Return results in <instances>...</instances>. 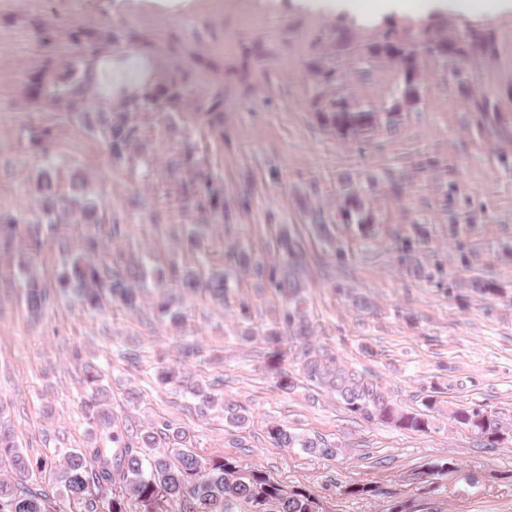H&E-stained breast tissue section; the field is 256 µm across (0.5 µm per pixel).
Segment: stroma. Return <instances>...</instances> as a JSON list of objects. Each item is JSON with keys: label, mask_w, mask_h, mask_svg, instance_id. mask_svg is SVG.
Segmentation results:
<instances>
[{"label": "stroma", "mask_w": 512, "mask_h": 512, "mask_svg": "<svg viewBox=\"0 0 512 512\" xmlns=\"http://www.w3.org/2000/svg\"><path fill=\"white\" fill-rule=\"evenodd\" d=\"M446 20L495 32L498 54L474 65L471 85L498 99L499 122L512 129V14ZM429 22L394 11L361 17L330 0H0V213L30 216L42 167H54L64 185L73 171L85 175L103 221L41 226L32 269L49 284L65 261L57 238L77 248L88 236L106 239L111 222L125 224L124 248L151 268L178 257L221 269L235 244L273 264L274 227L283 225L307 244L308 308L320 341L386 384L403 407L437 384L449 401L512 414V137L478 126L457 84L442 80L431 60L411 105L401 102L404 74L393 63L359 61L383 28L418 34ZM346 40L354 53L344 51ZM76 51L88 67L130 71L141 63L154 81L184 83L177 108L129 114L137 140L122 162L72 113L45 106L31 82L47 69L65 77ZM312 58L340 75L322 93L377 109L372 127L344 140L322 122ZM218 96L213 120L206 110ZM394 106L398 115L388 116ZM200 172L223 186V212L185 206L184 187ZM346 176L374 217L371 233L338 213ZM316 210L332 239L317 232ZM199 223L203 237L186 249L184 230ZM405 254L445 276L412 278ZM463 255L499 294L458 296L469 270L448 259ZM228 283L225 305L192 300L178 330L150 310H90L70 293L34 321L15 253H0V400L23 451L35 461L85 445L82 364L90 361L104 370L118 417L174 420L194 434L201 459L231 456L309 487L327 512H389L400 500L415 512H512V446L482 448L444 423L421 433L354 419L330 396L281 391L265 372L262 342L235 335L240 302L257 324L279 303L236 271ZM337 284L370 295L377 310L353 314L334 293ZM188 340L209 347L188 364L193 380L223 376L224 393L249 409V425L236 435L225 433L222 414L201 412L196 400L156 383V355L176 357ZM130 349L139 351L138 365L126 362ZM132 390L139 404L128 402ZM272 419L338 444L341 455L273 446ZM441 459L455 471L437 477V493H422L413 474ZM353 483L380 493L347 495Z\"/></svg>", "instance_id": "35a3bbf8"}]
</instances>
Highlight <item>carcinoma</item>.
Segmentation results:
<instances>
[{
    "label": "carcinoma",
    "mask_w": 512,
    "mask_h": 512,
    "mask_svg": "<svg viewBox=\"0 0 512 512\" xmlns=\"http://www.w3.org/2000/svg\"><path fill=\"white\" fill-rule=\"evenodd\" d=\"M369 53L371 58L387 59L403 70L402 94L408 102L418 98L420 63L426 57L435 62L440 76L454 81L465 93L468 111L477 114L478 125L485 124L491 113L499 115L498 104L490 96L470 94L473 64L497 53L491 31L470 28L462 33H445L435 27L427 30L424 47L416 49L408 33L391 28L369 47ZM33 83L43 100L55 106H72L79 91V85L47 73L35 76ZM183 94L180 81L166 80L135 97L130 110L152 112L163 102L174 108ZM320 114L344 138L358 134L375 121L374 109L346 98L325 102ZM81 120L88 129L101 134L107 151L115 159L124 157L135 140L136 129L125 112H85ZM36 188L41 193L39 213L32 220L29 249L17 262L18 270L25 275L24 302L30 315H41L53 304L55 292L68 290L74 291L90 309L99 310L113 303L139 311L151 275L160 284L150 302L151 312L175 327L183 321L180 305L184 299L207 295L218 303L226 300L228 284L224 270L206 269L198 262L170 261L150 271L141 258L119 246L126 229L116 222L108 228V239L113 243L109 251L90 236L75 253L68 238L59 237L56 245L66 257L65 266L54 287H48L31 270L32 256L41 246L39 224H99L101 219L97 205L86 196L82 176L77 173L70 177L69 190L61 192L55 169L44 168L37 174ZM342 196V217L368 231L372 217L364 211L358 192L346 183ZM186 199L201 210L224 209V191L203 175L197 177ZM19 223L20 219L13 215L0 214V252L13 248ZM273 248L282 257L277 265H269L238 246L229 248L225 257L239 273L251 277L257 287L267 286L280 298L281 309L259 332L247 324L251 311L247 304H241L243 326L238 330L241 342L250 343L258 338L264 343L266 369L277 388L293 393L302 387L310 391L309 397L313 399L330 394L354 417L380 420L414 432L428 431L443 411L442 395L447 390L434 385L420 397V407L405 409L384 385L335 355L315 336L307 307L301 242L285 229L275 237ZM468 287L481 296L499 292L480 272L469 276ZM343 295L347 306L358 314L377 307L368 296L352 289L344 290ZM290 343L299 346L291 364L286 362V346ZM155 379L160 385L180 387L198 400V407L204 412L220 410L227 430L239 431L249 423L247 407L218 394V386L224 383L220 377L204 388L188 382L179 367L160 357ZM104 380L97 365L84 364L87 445L48 457L39 466V472L50 471L67 497L84 505L85 512H164L173 504L178 506V512H324L319 496L309 488L283 485L266 472L251 469L233 457L203 461L192 451L194 435L170 419L139 426L120 425L112 412L110 391ZM448 421L470 431L484 448H496L512 438V415L480 405H456L448 409ZM266 431L278 448H297L322 457L342 452L336 444L296 432L275 420L268 423ZM162 444V452H142ZM37 473L10 430L0 426V512H57L55 496L38 484Z\"/></svg>",
    "instance_id": "obj_1"
}]
</instances>
